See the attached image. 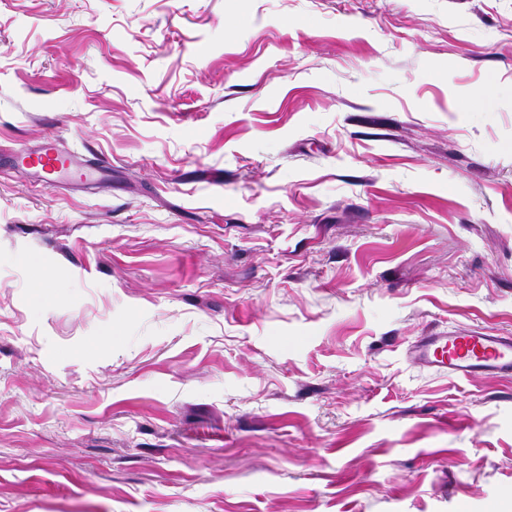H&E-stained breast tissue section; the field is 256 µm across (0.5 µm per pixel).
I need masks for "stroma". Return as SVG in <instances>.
Instances as JSON below:
<instances>
[{"mask_svg":"<svg viewBox=\"0 0 512 512\" xmlns=\"http://www.w3.org/2000/svg\"><path fill=\"white\" fill-rule=\"evenodd\" d=\"M431 328L512 333V0H0V512H512ZM18 159L38 176L43 185L57 182L62 175H70L82 181L92 174L91 171L76 168L73 161L54 142H46L33 150L21 151Z\"/></svg>","mask_w":512,"mask_h":512,"instance_id":"35a3bbf8","label":"stroma"}]
</instances>
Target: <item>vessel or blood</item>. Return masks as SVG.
Listing matches in <instances>:
<instances>
[{"label":"vessel or blood","mask_w":512,"mask_h":512,"mask_svg":"<svg viewBox=\"0 0 512 512\" xmlns=\"http://www.w3.org/2000/svg\"><path fill=\"white\" fill-rule=\"evenodd\" d=\"M18 159L46 185L64 175L81 180L89 176L53 142L21 151ZM409 353L415 364L460 379L476 374L512 376V335L508 333L484 328L433 332L419 337Z\"/></svg>","instance_id":"b4317fda"}]
</instances>
